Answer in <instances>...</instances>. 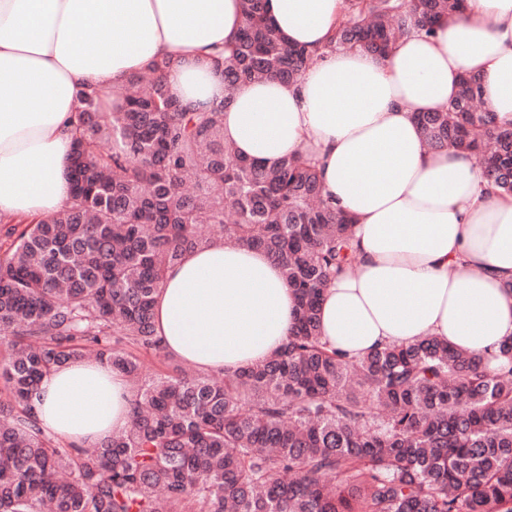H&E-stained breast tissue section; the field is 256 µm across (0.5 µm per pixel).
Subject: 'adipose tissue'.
Instances as JSON below:
<instances>
[{"instance_id":"ef3b65f1","label":"adipose tissue","mask_w":512,"mask_h":512,"mask_svg":"<svg viewBox=\"0 0 512 512\" xmlns=\"http://www.w3.org/2000/svg\"><path fill=\"white\" fill-rule=\"evenodd\" d=\"M288 43L322 50L295 83L235 90L224 140L271 166L301 154L354 221L357 260L322 296L329 346L359 357L434 336L500 361L512 339V196L488 194L472 157L425 145L416 113L447 106L475 76L491 116L512 124V0H465L435 33L410 31L385 58L324 53L341 0H269ZM243 23L241 0H0V215L38 218L70 197V123L86 86L107 92L173 57L170 95L204 110L224 97L210 61ZM94 39H86V32ZM296 319L281 267L223 238L170 266L156 297L165 350L233 372L279 351ZM130 385L98 360L45 376L39 425L89 448L130 423Z\"/></svg>"}]
</instances>
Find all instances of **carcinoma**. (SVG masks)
Masks as SVG:
<instances>
[{
  "label": "carcinoma",
  "instance_id": "cac0c4a2",
  "mask_svg": "<svg viewBox=\"0 0 512 512\" xmlns=\"http://www.w3.org/2000/svg\"><path fill=\"white\" fill-rule=\"evenodd\" d=\"M463 0H345L326 50L386 56ZM224 102L185 110L169 93L174 59L130 78L111 112L89 87L74 117L70 200L4 223L0 334V512H512V343L493 369L436 338L348 358L323 342L318 302L353 268L352 220L324 198L302 155L267 168L224 142L233 91L298 80L313 60L273 26L266 0H242ZM418 121L432 148L479 157L493 193L512 196V125L489 120L478 82ZM233 212L232 222L226 221ZM265 251L299 300L288 343L215 377L176 365L153 305L167 267L207 242ZM107 360L132 392L127 429L92 448L43 431L40 380L72 360Z\"/></svg>",
  "mask_w": 512,
  "mask_h": 512
}]
</instances>
